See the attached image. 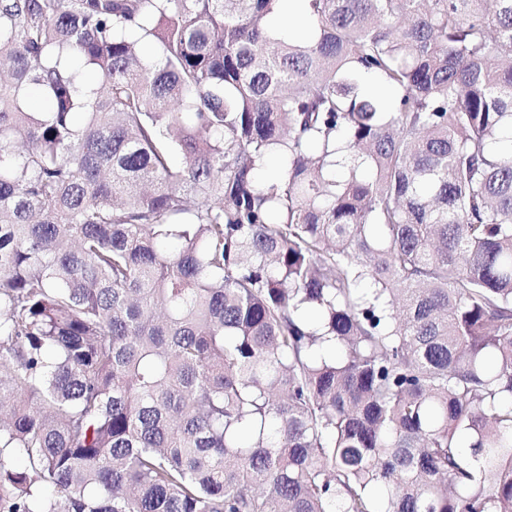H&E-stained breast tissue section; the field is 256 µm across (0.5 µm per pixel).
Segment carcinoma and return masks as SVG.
<instances>
[{
    "label": "carcinoma",
    "mask_w": 512,
    "mask_h": 512,
    "mask_svg": "<svg viewBox=\"0 0 512 512\" xmlns=\"http://www.w3.org/2000/svg\"><path fill=\"white\" fill-rule=\"evenodd\" d=\"M302 2L0 0V512H512V0Z\"/></svg>",
    "instance_id": "carcinoma-1"
}]
</instances>
